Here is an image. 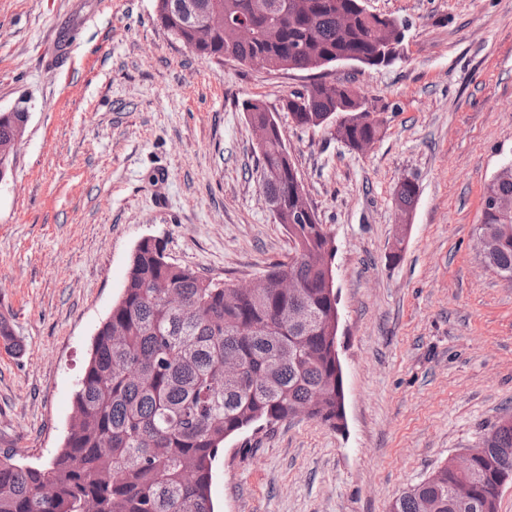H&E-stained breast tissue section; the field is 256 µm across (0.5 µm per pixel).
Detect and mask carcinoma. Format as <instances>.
Listing matches in <instances>:
<instances>
[{"label": "carcinoma", "mask_w": 512, "mask_h": 512, "mask_svg": "<svg viewBox=\"0 0 512 512\" xmlns=\"http://www.w3.org/2000/svg\"><path fill=\"white\" fill-rule=\"evenodd\" d=\"M155 0L157 20L192 52L224 61L260 62L269 70H317L347 56L379 66L392 42L396 19L367 11L362 0H192L200 10L245 15L257 28L271 14L282 17L275 45L243 43L233 26L210 41L178 7ZM252 127L269 123L259 99L242 102ZM292 123L320 128L342 114L332 137L349 147L376 142L381 122L363 121V97L338 83L314 82L283 105ZM23 112H0V138L24 135ZM257 179L278 223L302 250L267 273L291 276L302 288L247 293L170 261L156 238L142 240L129 264L122 295L99 329L78 383L71 431L62 451L45 467L20 466L0 454V512H214L213 464L231 436L256 424L307 418L334 426L336 397L319 401L317 388L336 384L330 354L336 309L326 272L314 261L329 234L319 218L291 224L303 188L286 156L283 132L259 149ZM419 193L401 180L395 199L404 213ZM506 207H482L477 237L483 262L512 279V165L486 185L483 198ZM238 364L224 374V361ZM486 453L468 475L474 495L459 501L461 477L447 466L395 498L389 512H497L499 475H512V421L485 436Z\"/></svg>", "instance_id": "cac0c4a2"}]
</instances>
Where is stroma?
Returning a JSON list of instances; mask_svg holds the SVG:
<instances>
[{
    "label": "stroma",
    "instance_id": "35a3bbf8",
    "mask_svg": "<svg viewBox=\"0 0 512 512\" xmlns=\"http://www.w3.org/2000/svg\"><path fill=\"white\" fill-rule=\"evenodd\" d=\"M406 23L377 69L272 71L191 52L154 0H0V112H28L0 181V452L61 450L92 341L144 238L229 285L292 255L241 104L277 112L334 240L346 426L298 418L226 441L216 512H388L512 415V280L476 253L483 190L512 162V0H363ZM316 80L384 119L366 153L292 123ZM419 186L407 234L395 188Z\"/></svg>",
    "mask_w": 512,
    "mask_h": 512
}]
</instances>
